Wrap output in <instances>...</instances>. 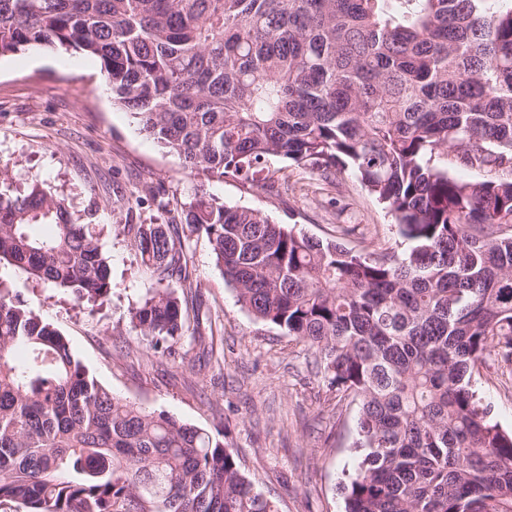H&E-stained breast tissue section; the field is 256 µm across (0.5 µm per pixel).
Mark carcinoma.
Wrapping results in <instances>:
<instances>
[{
	"instance_id": "1",
	"label": "carcinoma",
	"mask_w": 512,
	"mask_h": 512,
	"mask_svg": "<svg viewBox=\"0 0 512 512\" xmlns=\"http://www.w3.org/2000/svg\"><path fill=\"white\" fill-rule=\"evenodd\" d=\"M37 45L100 63L114 102L196 174L259 187L278 157L357 178L408 241L355 251L204 194L181 225L129 224L156 287L132 328L185 334L187 237L203 231L254 320L314 350L359 404L345 512H512V432L472 373L512 365L509 0H0V57ZM104 228L0 170V261L100 301ZM179 283L174 287L173 283ZM202 353L211 314H194ZM0 500L24 512H278L221 433L148 412L89 375L68 339L0 289Z\"/></svg>"
}]
</instances>
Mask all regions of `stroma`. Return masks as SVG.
I'll use <instances>...</instances> for the list:
<instances>
[{
	"mask_svg": "<svg viewBox=\"0 0 512 512\" xmlns=\"http://www.w3.org/2000/svg\"><path fill=\"white\" fill-rule=\"evenodd\" d=\"M14 185L35 179L66 198L84 224H108L104 248L112 294L97 307L0 264V286L56 324L89 373L120 398L149 411L227 433L241 470L278 512H343L339 484L356 457L358 405L326 395L314 356L279 330L254 321L215 267L205 233L189 235L192 277L203 309L224 331L221 359L201 356L191 337L178 361L156 353L129 324V310L154 287L141 267L129 224L179 216L195 193L244 205L318 239L360 250L376 243L403 252L395 220L353 178L338 185L272 158L267 187L190 173L178 155L141 133L116 106L98 61L83 53L31 47L0 58V166ZM473 385L495 420L512 431V366L487 362Z\"/></svg>",
	"mask_w": 512,
	"mask_h": 512,
	"instance_id": "obj_1",
	"label": "stroma"
}]
</instances>
